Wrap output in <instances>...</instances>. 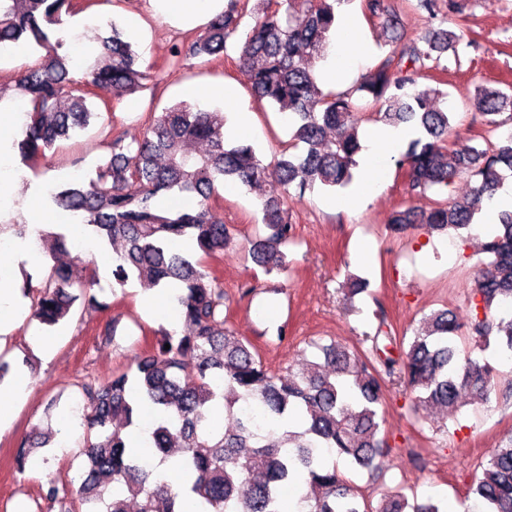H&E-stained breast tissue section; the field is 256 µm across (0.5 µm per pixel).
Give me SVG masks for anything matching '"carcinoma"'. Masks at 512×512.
I'll list each match as a JSON object with an SVG mask.
<instances>
[{"label": "carcinoma", "instance_id": "1", "mask_svg": "<svg viewBox=\"0 0 512 512\" xmlns=\"http://www.w3.org/2000/svg\"><path fill=\"white\" fill-rule=\"evenodd\" d=\"M351 0H260L262 17L242 33L238 68L254 97L288 114L291 142L266 163L255 148L224 134L225 113L184 102L153 113L141 140L112 134L109 157L96 178L72 179L54 187L57 207L78 215L101 244L120 247L112 266L113 281L136 280L145 289L174 287L187 333L163 326L152 345L134 355L136 371H114L107 377L77 381L82 398L79 426L84 432V479L78 488L49 482L37 504L39 512H56L61 500L76 496L85 512H128L125 494L140 499L138 512H177L179 492L166 481L148 483L151 458H134L123 431L149 405L158 417L152 432L155 456L166 461L179 454L187 491L204 512H284L281 487L302 484L306 512H443L430 498L409 499L400 490L372 506L352 481L323 460L335 451L355 468L372 470L391 445L380 415L391 388L414 393L413 412L440 408L454 412L464 405L486 406L504 373L459 350L462 325L448 310L425 315L408 346H399L384 312L377 314L370 348L340 343L316 345L321 353L296 371L271 370L249 341L237 336L224 316V287L212 264L232 243V234L213 204L217 186L236 183L263 187L262 224L267 235L251 242L254 262L265 273L287 269L285 250L294 242V224L284 209L290 191L300 197L317 187L338 190L350 185L362 150L353 96L372 100L375 121L419 130L396 161L405 170L407 189L424 196L466 175L475 180L463 204L436 202L418 214L411 208L394 213L396 233L420 224L430 231L471 234L483 195L512 177V138L484 147L456 148L449 143L453 113L447 93L419 79H429L432 64L453 52L461 41L438 27L422 39L399 34L393 49L355 89L326 91L315 72L326 57L337 7ZM248 4L228 0L202 27L176 44L168 68L180 71L192 60L202 64L224 55L226 42L239 33ZM370 19L397 28L388 0H362ZM414 7L445 23L460 16L467 0H414ZM73 0H0V44L26 45L38 59L14 71L13 83L28 102L24 137L18 143L29 163L46 156L56 142L85 129L100 113L89 86L110 85L115 96L156 86L155 66L139 63L133 44L111 18L107 36H96L97 55L83 76L70 73L71 59L60 53L57 37ZM474 105L489 131L512 120L502 117L512 98L480 85ZM180 194L192 204L178 210L155 205L162 195ZM493 234L483 235L485 256L470 298L472 330L477 342L496 338L512 355V317L494 319V303H512V211L499 215ZM181 238L194 245L187 255L173 246ZM41 241L55 254L69 252L67 237L43 232ZM95 272L82 283L71 266L58 264L35 286L26 275L23 290L32 295V319L53 328L77 310L103 309L92 292ZM170 348H165V345ZM224 409V428L213 425ZM52 429L20 442L14 463L25 472L30 454L48 445ZM468 494L478 512H512V433L501 439L475 475Z\"/></svg>", "mask_w": 512, "mask_h": 512}]
</instances>
